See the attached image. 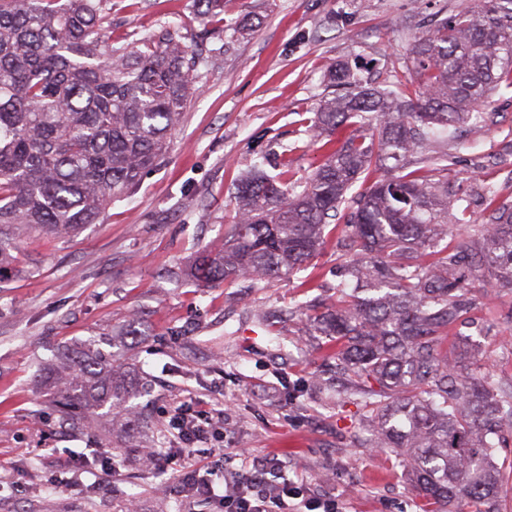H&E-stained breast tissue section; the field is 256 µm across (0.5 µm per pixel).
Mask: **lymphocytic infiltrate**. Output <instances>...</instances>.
<instances>
[{
    "mask_svg": "<svg viewBox=\"0 0 512 512\" xmlns=\"http://www.w3.org/2000/svg\"><path fill=\"white\" fill-rule=\"evenodd\" d=\"M226 421L223 411L206 408L200 401L175 407L167 426L176 446L155 455L152 466L163 474L174 472L175 489L182 496L214 503L220 512H339L335 500L313 497L305 485L281 480V462L270 454L244 458L242 468L225 471L219 483L195 470L176 469L177 460L190 456L198 444L223 449Z\"/></svg>",
    "mask_w": 512,
    "mask_h": 512,
    "instance_id": "f902f5d3",
    "label": "lymphocytic infiltrate"
}]
</instances>
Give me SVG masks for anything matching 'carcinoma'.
I'll return each mask as SVG.
<instances>
[{
  "instance_id": "1",
  "label": "carcinoma",
  "mask_w": 512,
  "mask_h": 512,
  "mask_svg": "<svg viewBox=\"0 0 512 512\" xmlns=\"http://www.w3.org/2000/svg\"><path fill=\"white\" fill-rule=\"evenodd\" d=\"M224 22L228 0H197ZM112 0H0V262L23 233L64 238L95 223L112 197L135 188L168 153L194 95L198 45L163 27L130 47L104 38ZM417 85L380 91L356 84L322 100L310 137L331 144L298 192L281 171L256 168L234 195L235 220L219 247L194 258L196 285L289 276L319 252L324 230L344 208L339 237L351 282L338 304L309 316L336 342L345 393L363 399L373 447L402 460L425 512H504L500 432L512 428V385L483 372L482 357L448 331L467 312L472 287L512 291V206L484 187L491 212L472 239L448 246L450 226L468 208L448 203L435 174L453 154H419L512 87V0H483L418 37ZM355 127L343 143L332 136ZM389 171L357 196L347 192L381 162ZM45 380L72 429L134 417L138 383L95 339Z\"/></svg>"
}]
</instances>
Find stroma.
Returning <instances> with one entry per match:
<instances>
[{"label": "stroma", "instance_id": "stroma-1", "mask_svg": "<svg viewBox=\"0 0 512 512\" xmlns=\"http://www.w3.org/2000/svg\"><path fill=\"white\" fill-rule=\"evenodd\" d=\"M476 0H248L218 38H203L194 0H112V42L163 26L197 39L189 104L164 162L96 223L66 239L33 235L13 245L0 272V512H215L161 493L164 475L123 456L118 474L67 469L111 446L169 448L168 413L191 399L227 411L235 448L277 454L286 478L337 501L340 512H422L402 462L370 444L371 424L300 303L336 302L344 259L329 233L289 278L199 287L178 273L232 223L234 187L263 158L288 164L303 189L325 151L307 119L333 94V71L383 88L414 77L412 36ZM512 89L498 87L482 124L452 126L456 165L441 172L485 223L484 185L512 203ZM471 336L494 381L512 383V292L477 293L449 338ZM110 338L145 391L148 423L112 433L61 425L41 383L45 362L92 337Z\"/></svg>", "mask_w": 512, "mask_h": 512}]
</instances>
